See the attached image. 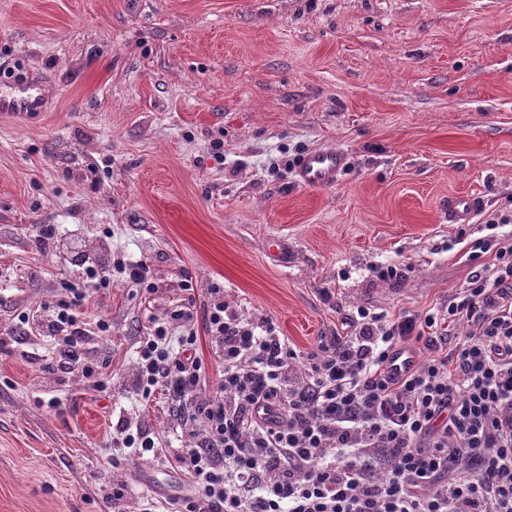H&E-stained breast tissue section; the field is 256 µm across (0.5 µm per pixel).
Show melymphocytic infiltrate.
Returning <instances> with one entry per match:
<instances>
[{"label": "lymphocytic infiltrate", "instance_id": "1", "mask_svg": "<svg viewBox=\"0 0 512 512\" xmlns=\"http://www.w3.org/2000/svg\"><path fill=\"white\" fill-rule=\"evenodd\" d=\"M488 257L446 304L396 317L357 308L350 335L297 354L273 320L247 321L210 288L151 320L132 387L164 391L200 427L174 458L191 478L168 512H512V236L472 241ZM150 285L148 262H89L85 284L43 306L66 365L81 361L78 309L112 275ZM467 324L457 335L458 324ZM205 330L224 377L203 394ZM402 349L427 359L396 371ZM115 447L159 452L145 421L119 419Z\"/></svg>", "mask_w": 512, "mask_h": 512}]
</instances>
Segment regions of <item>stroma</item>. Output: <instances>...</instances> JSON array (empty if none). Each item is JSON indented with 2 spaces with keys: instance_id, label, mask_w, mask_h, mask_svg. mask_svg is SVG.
I'll use <instances>...</instances> for the list:
<instances>
[{
  "instance_id": "obj_1",
  "label": "stroma",
  "mask_w": 512,
  "mask_h": 512,
  "mask_svg": "<svg viewBox=\"0 0 512 512\" xmlns=\"http://www.w3.org/2000/svg\"><path fill=\"white\" fill-rule=\"evenodd\" d=\"M0 69L48 98L0 113V512L161 510L187 489L172 453L110 463L113 424L141 408L162 445L196 441L164 396L132 392L149 316L216 283L305 352L357 308L444 304L479 269L486 221L512 231V0H0ZM326 149L345 172L299 185L298 158ZM456 195L480 201L463 229L445 216ZM43 224L60 252L37 251ZM111 254L149 260L157 290L84 308L112 323L81 346L89 378L18 315ZM380 263L401 279L373 277Z\"/></svg>"
}]
</instances>
